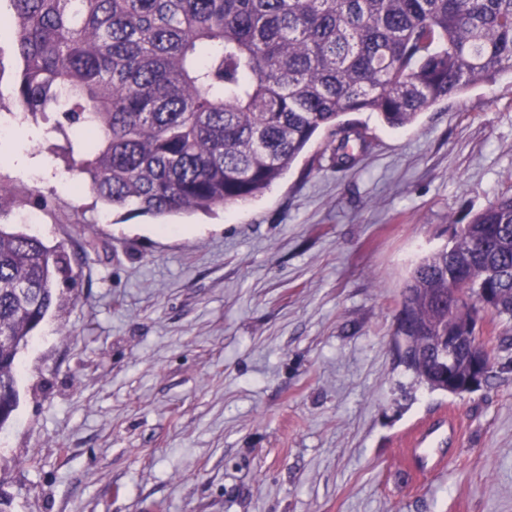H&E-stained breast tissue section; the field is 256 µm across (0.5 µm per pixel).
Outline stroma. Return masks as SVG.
Returning a JSON list of instances; mask_svg holds the SVG:
<instances>
[{
    "mask_svg": "<svg viewBox=\"0 0 512 512\" xmlns=\"http://www.w3.org/2000/svg\"><path fill=\"white\" fill-rule=\"evenodd\" d=\"M356 119L355 168L321 134L263 194L162 218L107 212L47 122L0 138V222L38 212L83 258L19 357L9 512H512V371L441 393L394 345L416 262L512 190V76L406 128ZM450 418L444 465L413 471L409 433Z\"/></svg>",
    "mask_w": 512,
    "mask_h": 512,
    "instance_id": "35a3bbf8",
    "label": "stroma"
}]
</instances>
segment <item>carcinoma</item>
<instances>
[{
	"instance_id": "obj_1",
	"label": "carcinoma",
	"mask_w": 512,
	"mask_h": 512,
	"mask_svg": "<svg viewBox=\"0 0 512 512\" xmlns=\"http://www.w3.org/2000/svg\"><path fill=\"white\" fill-rule=\"evenodd\" d=\"M14 99L78 128L80 170L112 211L211 212L258 196L323 130L336 170L369 149L371 112L395 129L512 74V0H9ZM426 254L405 281L399 363L448 380L429 343L457 321H512V193ZM73 257L0 224V429L18 405V355L73 278Z\"/></svg>"
}]
</instances>
